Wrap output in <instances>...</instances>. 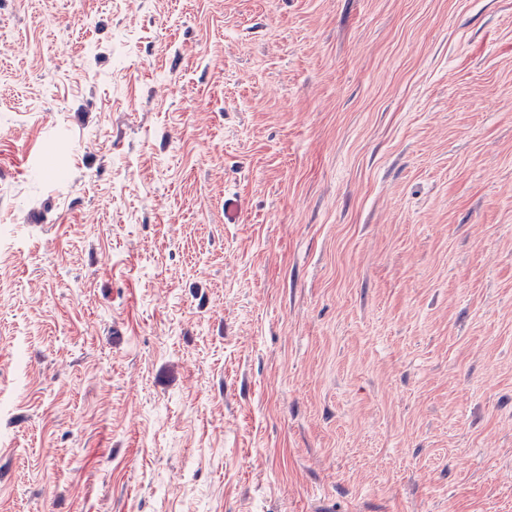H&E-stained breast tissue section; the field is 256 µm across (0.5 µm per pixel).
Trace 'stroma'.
Here are the masks:
<instances>
[{
	"instance_id": "35a3bbf8",
	"label": "stroma",
	"mask_w": 512,
	"mask_h": 512,
	"mask_svg": "<svg viewBox=\"0 0 512 512\" xmlns=\"http://www.w3.org/2000/svg\"><path fill=\"white\" fill-rule=\"evenodd\" d=\"M0 512H512V0H0Z\"/></svg>"
}]
</instances>
